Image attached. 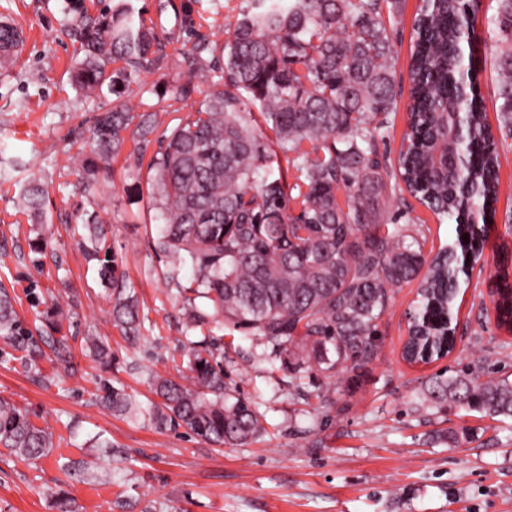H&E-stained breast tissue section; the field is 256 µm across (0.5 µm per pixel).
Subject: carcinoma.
<instances>
[{"label": "carcinoma", "mask_w": 512, "mask_h": 512, "mask_svg": "<svg viewBox=\"0 0 512 512\" xmlns=\"http://www.w3.org/2000/svg\"><path fill=\"white\" fill-rule=\"evenodd\" d=\"M224 44V67L197 106L178 118L147 164L153 209L163 220L155 249L170 259L165 280L182 298L185 330L227 323L271 349L289 383L301 388L305 374L336 377L347 365L371 357L378 321L391 288L408 282L425 263L406 224L378 225L387 197L409 193L439 219L455 221L456 240L431 260L418 289L416 311L432 325L413 330L403 348L409 363L428 364L453 346L454 300L466 258L485 235L468 223L485 220L498 192L499 149L465 68L460 44L466 10L475 0H422L413 30V86L403 138L407 151L393 164L380 153L396 100L392 35L384 7L397 0H248ZM496 26L512 40V0H499ZM78 43L76 81L87 97L106 87L111 107L97 117L87 187L106 174L112 158L129 145L143 146L160 112L194 91L188 79L170 88H146L143 72L165 67L162 25L116 0L110 11L90 16L79 8L72 28ZM21 35L0 20V52H16ZM503 128L512 132V45L496 60ZM149 93L148 111L132 112L131 98ZM258 108L274 140L258 133ZM292 154L294 181L272 170L277 152ZM349 192L346 206L337 201ZM43 189L27 182L22 204L41 217ZM102 286L112 295V320L132 341L146 316L128 292L127 276L107 245L96 216L82 225ZM37 255L47 247L45 225L32 227ZM468 240H463V235ZM498 326L512 330V284L496 286ZM65 316L50 297L45 320L59 331ZM0 338L35 380H46L43 347L64 339L32 330L18 317L0 285ZM223 337L190 342L183 363L188 375L149 376L154 399L144 404L121 384H103L96 402L113 414L157 429L183 427L216 446H240L262 434L258 404L224 381ZM429 406L481 409L512 420V381L482 382L471 370L437 373L424 391ZM0 447L31 463L54 448L53 432L38 427L29 411L0 398Z\"/></svg>", "instance_id": "cac0c4a2"}]
</instances>
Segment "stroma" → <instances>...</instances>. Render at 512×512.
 Here are the masks:
<instances>
[{
	"label": "stroma",
	"mask_w": 512,
	"mask_h": 512,
	"mask_svg": "<svg viewBox=\"0 0 512 512\" xmlns=\"http://www.w3.org/2000/svg\"><path fill=\"white\" fill-rule=\"evenodd\" d=\"M74 0H0V18L21 26L24 44L13 64L0 67V283L16 298L26 324L37 323L47 293L68 303L72 315L61 330L69 375L55 360H43L56 382L33 381L19 362H0V398L28 408L38 426H50L59 443L37 465L0 447V512H54L53 493L66 490L78 512H512V422L485 412L451 408L442 412L423 402L429 379L444 369H473L481 378L512 374V333L499 328L493 292L501 277L512 278V138L499 133V87L494 67L499 0H478L471 14L473 46L481 55L475 74L500 150L499 194L487 241L461 280L455 301L456 345L428 364L403 358L409 317L419 280L392 288L378 322L379 340L369 363L336 377L331 401L324 379L307 377L301 392L288 385L280 362L262 357L254 337L224 329L226 380L244 398L258 402L265 432L243 446H215L185 429L158 430L112 415L95 402L105 381H119L139 400L151 397L149 376L174 373L187 341L182 301L166 283L165 257L152 247L156 213L148 193L133 194L136 158L121 154L105 180L86 189L83 162L91 153L97 116L112 100L109 90L88 98L76 91L70 73L76 48L69 30ZM134 0L172 37L164 70L145 75L147 85L192 78L190 103H199L219 47L228 39L245 0ZM420 0H400L390 18L397 60L395 110L381 153L396 158L409 103L412 24ZM204 51H196L198 43ZM197 55L190 65L189 55ZM22 155L27 169H11ZM45 191L52 246L42 255V272L29 260L30 220L19 194L29 180ZM96 213L107 240L133 286L152 339L130 343L112 325V301L86 258L87 239L75 233L86 214ZM387 224H406L425 239L433 257L455 239L452 224L409 194L389 199ZM108 345L111 365L84 355L85 337ZM103 434L115 446L101 460L96 480L66 478L63 458L85 460L93 451L70 440L69 426ZM468 428L449 442L448 433Z\"/></svg>",
	"instance_id": "1"
}]
</instances>
